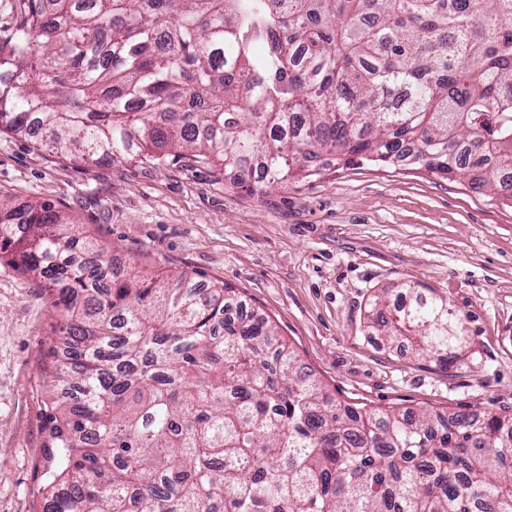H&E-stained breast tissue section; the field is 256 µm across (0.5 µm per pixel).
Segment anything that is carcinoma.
<instances>
[{
	"label": "carcinoma",
	"instance_id": "1",
	"mask_svg": "<svg viewBox=\"0 0 512 512\" xmlns=\"http://www.w3.org/2000/svg\"><path fill=\"white\" fill-rule=\"evenodd\" d=\"M0 132L86 163L189 152L253 195L319 158L471 166L512 201V0H27ZM6 255L64 321L43 512H512V415L343 403L224 285L112 277L49 204H0ZM403 288L369 327L461 361L448 299Z\"/></svg>",
	"mask_w": 512,
	"mask_h": 512
}]
</instances>
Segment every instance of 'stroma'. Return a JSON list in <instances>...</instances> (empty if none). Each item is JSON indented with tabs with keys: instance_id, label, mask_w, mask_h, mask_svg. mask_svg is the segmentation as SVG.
<instances>
[{
	"instance_id": "stroma-1",
	"label": "stroma",
	"mask_w": 512,
	"mask_h": 512,
	"mask_svg": "<svg viewBox=\"0 0 512 512\" xmlns=\"http://www.w3.org/2000/svg\"><path fill=\"white\" fill-rule=\"evenodd\" d=\"M0 200L48 203L124 269L233 288L336 398L368 407L512 414V203L470 175L359 161L259 195L218 168L146 155L88 164L0 133ZM446 295L468 358L448 369L370 334L373 295ZM54 292L0 260V512H40L62 328Z\"/></svg>"
}]
</instances>
